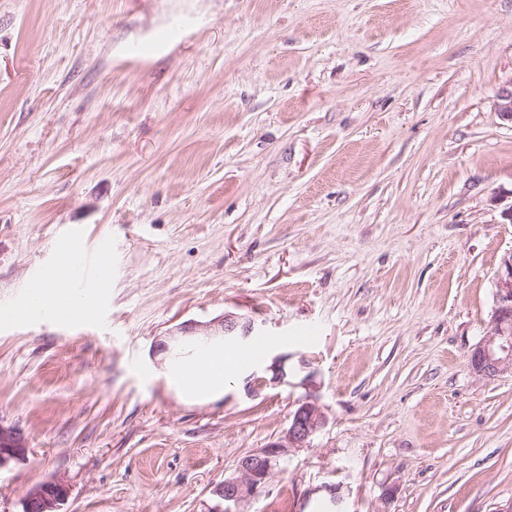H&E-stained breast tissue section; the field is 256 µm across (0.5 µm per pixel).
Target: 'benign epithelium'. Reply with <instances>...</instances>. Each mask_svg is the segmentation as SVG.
<instances>
[{
	"instance_id": "1",
	"label": "benign epithelium",
	"mask_w": 512,
	"mask_h": 512,
	"mask_svg": "<svg viewBox=\"0 0 512 512\" xmlns=\"http://www.w3.org/2000/svg\"><path fill=\"white\" fill-rule=\"evenodd\" d=\"M494 109L500 120L512 123V77L499 88ZM493 288L490 328L465 356L466 366L472 373L489 378L512 373V250L503 255L494 275ZM253 331L251 322L226 314L215 324L201 326L202 335L197 340L208 341L220 332L225 341H243L251 337ZM287 362L288 357H277L269 366V378L256 372L249 375L246 391L255 393L268 384L288 383ZM324 421L318 398L311 394L305 396L293 412L285 435L259 452L241 457L235 473L215 488L214 495L222 500V505L212 512H235L234 507L258 494L281 460L297 449L310 446ZM26 452L20 433L0 425V469L23 459ZM69 494V485L62 479L38 483L25 494L23 512H61Z\"/></svg>"
}]
</instances>
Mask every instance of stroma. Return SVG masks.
Wrapping results in <instances>:
<instances>
[{"mask_svg":"<svg viewBox=\"0 0 512 512\" xmlns=\"http://www.w3.org/2000/svg\"><path fill=\"white\" fill-rule=\"evenodd\" d=\"M510 77L512 0H0V309L57 237L110 243L95 320L0 325V512L56 478L64 512H210L309 394L243 512L511 504L512 374L465 364L512 250ZM227 313L263 352L190 399L156 346ZM494 109L500 120L512 124V77L507 79L499 88ZM288 357L279 356L269 366L267 371H271L272 375L269 379L265 375H258V373H252L249 375V379L246 382L245 389L250 393H256L268 384H288ZM324 421L318 398L312 394L306 395L293 412L285 435L259 452L241 457L235 473L225 477L224 482L215 488L214 495L222 500V506L211 511L240 512L233 510V507L264 489L274 468L291 452L309 447L312 437ZM27 452L19 432L0 426V469L11 462L22 460Z\"/></svg>","mask_w":512,"mask_h":512,"instance_id":"stroma-1","label":"stroma"}]
</instances>
